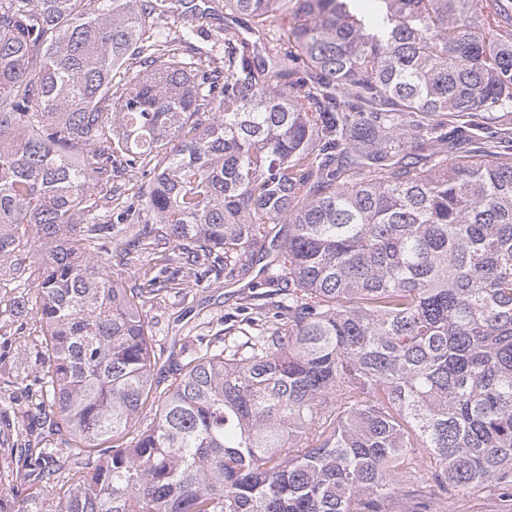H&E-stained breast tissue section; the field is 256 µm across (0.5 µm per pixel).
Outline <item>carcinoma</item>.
Wrapping results in <instances>:
<instances>
[{"instance_id":"carcinoma-1","label":"carcinoma","mask_w":512,"mask_h":512,"mask_svg":"<svg viewBox=\"0 0 512 512\" xmlns=\"http://www.w3.org/2000/svg\"><path fill=\"white\" fill-rule=\"evenodd\" d=\"M224 57L194 46L218 12ZM290 18L275 32L271 20ZM485 116L496 127L475 143ZM432 145L428 165L415 149ZM165 156L164 166L155 164ZM148 177L115 224L112 168ZM145 213L133 230L128 216ZM276 290L160 389L126 263ZM38 244L27 263L18 254ZM59 448L0 512H438L512 499V14L502 0H0V280ZM56 491L52 498L45 489ZM107 248L110 249L112 253L109 252L110 254L107 255L102 252L98 255L102 256V260L107 263L106 266H109L108 270L111 272L114 279L121 282L124 288H133L135 285L138 286L141 284L142 280L139 278V275H142V272L138 271L139 266H134L132 264H128L127 266L121 265V263H119V257L115 256L116 245L107 244ZM511 508L488 489L478 487L460 492L457 499L448 501L446 512H502Z\"/></svg>"}]
</instances>
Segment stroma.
Segmentation results:
<instances>
[{"label": "stroma", "instance_id": "1", "mask_svg": "<svg viewBox=\"0 0 512 512\" xmlns=\"http://www.w3.org/2000/svg\"><path fill=\"white\" fill-rule=\"evenodd\" d=\"M164 255L170 256V269L174 280L159 292L144 308L154 336L153 349L159 362L155 378L168 385L177 365L183 361L185 351L205 347L215 333L238 327L245 317L243 306L252 296L251 285L255 272L234 280L195 281L190 270L182 266V248L167 243ZM22 281L0 282V407L27 409L31 416L23 428L24 434L42 441L44 446L59 447L57 436L52 435L48 419L34 413L33 407L41 398L39 384L9 385L8 379L17 366L33 365L35 355L21 344L20 328L31 327L33 311L12 313L10 303L18 293L27 291Z\"/></svg>", "mask_w": 512, "mask_h": 512}]
</instances>
